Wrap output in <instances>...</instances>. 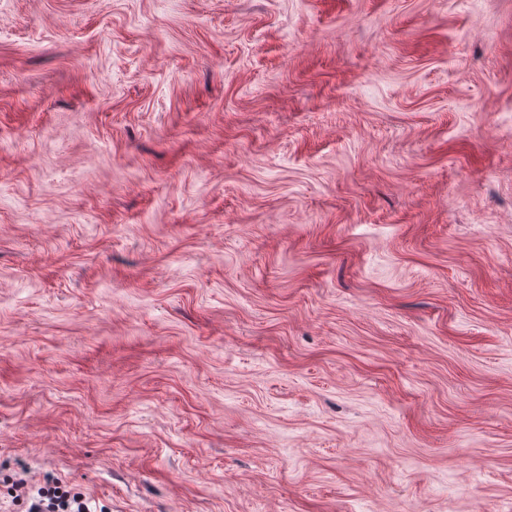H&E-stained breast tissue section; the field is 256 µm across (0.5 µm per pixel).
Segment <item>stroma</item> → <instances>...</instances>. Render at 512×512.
<instances>
[{
    "mask_svg": "<svg viewBox=\"0 0 512 512\" xmlns=\"http://www.w3.org/2000/svg\"><path fill=\"white\" fill-rule=\"evenodd\" d=\"M512 512V0H0V493Z\"/></svg>",
    "mask_w": 512,
    "mask_h": 512,
    "instance_id": "stroma-1",
    "label": "stroma"
}]
</instances>
